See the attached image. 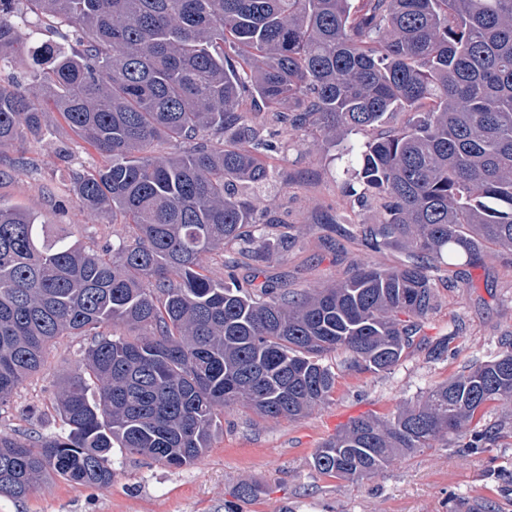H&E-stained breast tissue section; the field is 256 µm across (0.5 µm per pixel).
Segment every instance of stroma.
<instances>
[{"label": "stroma", "instance_id": "stroma-1", "mask_svg": "<svg viewBox=\"0 0 512 512\" xmlns=\"http://www.w3.org/2000/svg\"><path fill=\"white\" fill-rule=\"evenodd\" d=\"M47 123L54 138L30 136L0 153V202L37 213L86 242L125 237V225L87 222L65 175L67 167H92L101 157L85 150L56 113H48ZM63 148L69 161L59 155ZM272 162L276 177L255 194L275 203L277 217L294 225L299 243L287 257L265 264L262 279L304 289L347 278L362 260L380 268L403 262L399 249L368 254L348 235L349 223L372 222L374 210L344 193V162L320 134L283 139ZM429 275L438 307L408 354L376 373L351 370L342 352L324 355V364L336 373V387L308 416L269 420L231 406L220 414L222 429L212 448L190 465L172 467L116 448L109 488L77 490L55 476L23 501L0 497V512H224L244 480L259 483L263 492L242 504V512H512L510 400L490 403L477 421L478 428L495 432L486 449L423 448L358 482L312 466L316 449L351 420L391 418L464 367L494 358L503 339H512V252L493 247L479 262L440 265ZM441 341L448 342V352L431 358L430 348ZM89 342L86 336H69L51 349L45 368L0 407L1 433L24 441L37 431L59 430L53 400Z\"/></svg>", "mask_w": 512, "mask_h": 512}]
</instances>
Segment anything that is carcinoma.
<instances>
[{"label":"carcinoma","instance_id":"carcinoma-1","mask_svg":"<svg viewBox=\"0 0 512 512\" xmlns=\"http://www.w3.org/2000/svg\"><path fill=\"white\" fill-rule=\"evenodd\" d=\"M0 0V63L37 24ZM35 18L79 32L70 50L30 51L25 89L0 86V151L42 131L47 113L104 163L70 170L94 223L133 234L85 245L33 212L0 204V406L64 336H88L82 366L54 400L60 433H0V495L22 500L50 474L104 490L112 449L169 466L195 462L245 405L274 420L324 404L348 355L389 370L434 310L430 268L512 250V0H26ZM315 129L355 157L348 193L380 202L361 244L406 262L290 292L255 286L260 264L298 237L273 233L268 181L283 134ZM161 142L184 149L154 154ZM236 248L250 275L207 255ZM144 330L129 339L105 328ZM512 398V350L431 389L388 420L361 418L313 454L319 473L369 478L398 455L483 449L471 428ZM239 484L241 502L256 499Z\"/></svg>","mask_w":512,"mask_h":512}]
</instances>
